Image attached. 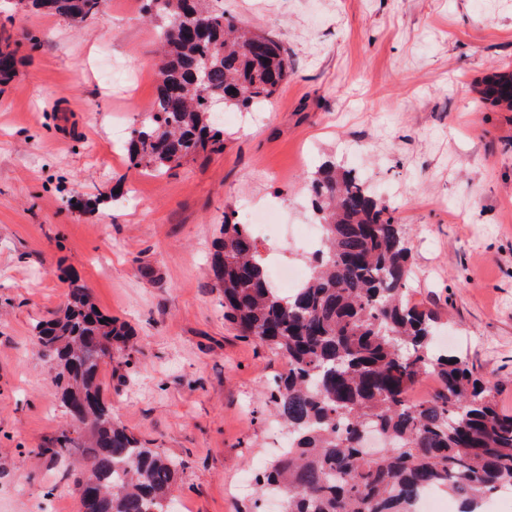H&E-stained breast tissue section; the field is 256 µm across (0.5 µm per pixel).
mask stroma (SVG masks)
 I'll use <instances>...</instances> for the list:
<instances>
[{"label":"stroma","instance_id":"stroma-1","mask_svg":"<svg viewBox=\"0 0 512 512\" xmlns=\"http://www.w3.org/2000/svg\"><path fill=\"white\" fill-rule=\"evenodd\" d=\"M224 7L278 41L292 74L271 104L224 110L223 152L161 176L115 144L156 94L140 0H106L81 28L0 12L17 59L0 84V512H78L50 452L68 417L33 336L74 276L134 332L138 352L113 353L100 380L114 418L179 461L177 512H257L235 486L277 448L265 392L288 364L225 321L213 242L225 213L255 206L312 223L307 182L328 160L392 193L413 300L512 413V110L477 93L512 71V0Z\"/></svg>","mask_w":512,"mask_h":512}]
</instances>
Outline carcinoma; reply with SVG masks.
I'll use <instances>...</instances> for the list:
<instances>
[{
    "label": "carcinoma",
    "instance_id": "cac0c4a2",
    "mask_svg": "<svg viewBox=\"0 0 512 512\" xmlns=\"http://www.w3.org/2000/svg\"><path fill=\"white\" fill-rule=\"evenodd\" d=\"M80 25L103 0H19ZM162 51L157 96L133 127L125 152L134 169L162 175L201 154L224 151L212 104L251 112L288 80V52L240 27L224 0H141ZM481 99L512 107V73L484 77ZM321 244L311 275L283 296L256 237L224 215L212 266L224 319L239 336L288 361L268 403L288 429L287 447L258 475L285 512H415L427 490L475 512L512 489V415L497 384L474 375L467 357L436 349V321L411 300L409 229L364 180L327 161L310 177ZM33 333L62 389L61 406L90 399L52 453L72 461L79 512H172L179 462L112 418L98 377L112 349L130 348L129 328L102 313L73 279L69 299ZM424 375L431 398L409 393Z\"/></svg>",
    "mask_w": 512,
    "mask_h": 512
}]
</instances>
